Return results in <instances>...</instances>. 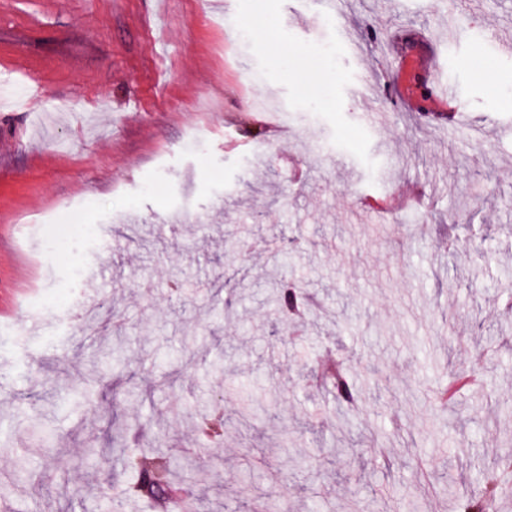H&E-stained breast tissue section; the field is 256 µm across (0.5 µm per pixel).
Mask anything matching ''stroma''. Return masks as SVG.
Listing matches in <instances>:
<instances>
[{
  "mask_svg": "<svg viewBox=\"0 0 512 512\" xmlns=\"http://www.w3.org/2000/svg\"><path fill=\"white\" fill-rule=\"evenodd\" d=\"M454 8L345 0L352 55L322 0H0V512H108L155 448L195 458L176 482L202 512H453L442 482L512 453V59L485 39L512 0L452 42ZM430 68L458 129L414 108ZM275 275L325 314L279 319ZM92 296L103 336L76 318ZM465 374L481 387L444 403ZM242 393L267 409L250 428ZM206 405L226 427L204 449ZM324 377L331 389L335 392L337 398L349 404L355 403L356 394L349 380L348 368L344 370L339 367L331 368L325 373Z\"/></svg>",
  "mask_w": 512,
  "mask_h": 512,
  "instance_id": "1",
  "label": "stroma"
}]
</instances>
